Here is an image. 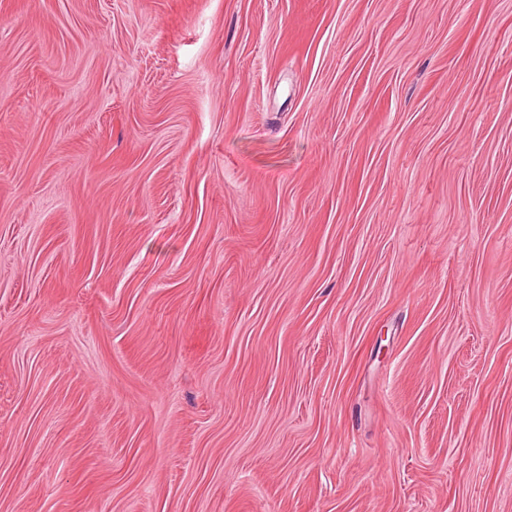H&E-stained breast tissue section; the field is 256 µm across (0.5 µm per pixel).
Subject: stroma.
Segmentation results:
<instances>
[{
	"instance_id": "obj_1",
	"label": "stroma",
	"mask_w": 512,
	"mask_h": 512,
	"mask_svg": "<svg viewBox=\"0 0 512 512\" xmlns=\"http://www.w3.org/2000/svg\"><path fill=\"white\" fill-rule=\"evenodd\" d=\"M0 512H512V0H0Z\"/></svg>"
}]
</instances>
